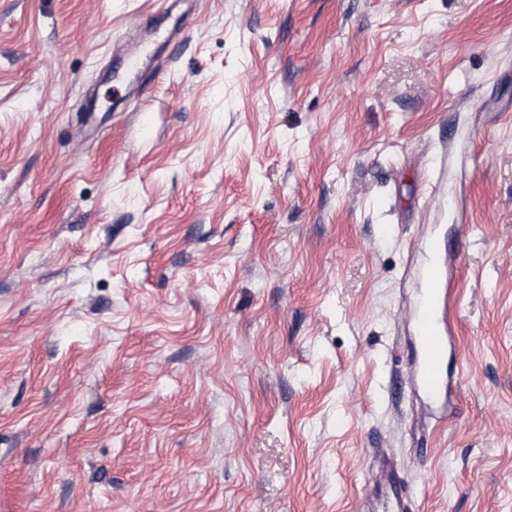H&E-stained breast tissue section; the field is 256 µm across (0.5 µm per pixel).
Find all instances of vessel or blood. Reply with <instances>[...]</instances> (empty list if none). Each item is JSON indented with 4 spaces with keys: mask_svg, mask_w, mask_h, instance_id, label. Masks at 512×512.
<instances>
[{
    "mask_svg": "<svg viewBox=\"0 0 512 512\" xmlns=\"http://www.w3.org/2000/svg\"><path fill=\"white\" fill-rule=\"evenodd\" d=\"M449 302L441 289V271L430 267L426 278V293L417 316L418 357L411 374L414 386L428 397H437L447 386L446 361L451 341L445 336ZM381 478L372 499L367 500L368 512H411L410 501L398 471L390 461H382Z\"/></svg>",
    "mask_w": 512,
    "mask_h": 512,
    "instance_id": "b4317fda",
    "label": "vessel or blood"
}]
</instances>
